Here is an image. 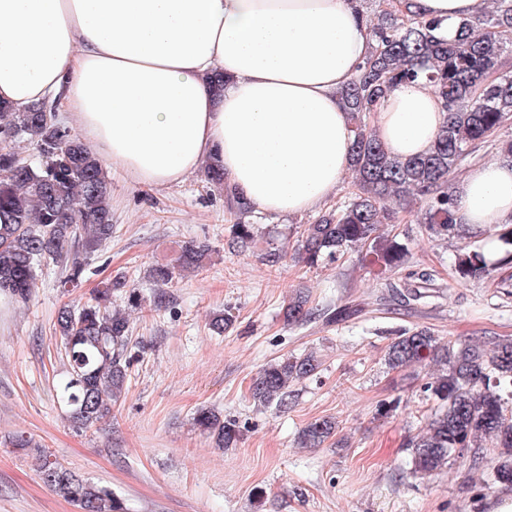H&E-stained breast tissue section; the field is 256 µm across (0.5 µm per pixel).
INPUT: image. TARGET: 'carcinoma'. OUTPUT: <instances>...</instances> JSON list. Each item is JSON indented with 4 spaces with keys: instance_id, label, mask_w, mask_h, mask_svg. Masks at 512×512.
<instances>
[{
    "instance_id": "obj_1",
    "label": "carcinoma",
    "mask_w": 512,
    "mask_h": 512,
    "mask_svg": "<svg viewBox=\"0 0 512 512\" xmlns=\"http://www.w3.org/2000/svg\"><path fill=\"white\" fill-rule=\"evenodd\" d=\"M439 27L434 20L395 16L369 26L375 47L359 76L341 92L353 125L355 190L307 225L295 253L298 263L314 268L361 248L369 264L382 270L405 265L408 247L384 231L395 219L392 203L420 201L419 221L434 237L459 233L451 175L472 158L477 145L512 118V71L503 62L512 47V0H496L490 15L460 20L451 38L441 36ZM418 79L438 92L448 120L428 153L402 158L372 133L367 114L394 83ZM3 129L12 131L14 140L33 142L39 157L28 162L0 147V291L25 302L37 268L48 261L68 267L63 286H78L86 263L68 256V251L92 252L112 237V189L100 159L46 110V104L22 112L0 104ZM232 235L245 246L253 241V225L239 222ZM207 258L205 246L189 244L176 264L155 266L151 277L168 284L177 274L204 266ZM507 265H512V249L490 263L478 246L458 255L455 271L462 279H476L491 266ZM433 281V271L412 269L386 288L402 305L411 306L426 297ZM121 287L118 280L107 282L81 307L65 305L57 312L68 361L60 398L79 427L106 420L124 390L131 364L129 318L112 308V289ZM307 304L301 294L288 302V324L306 319ZM428 361L439 367L425 386L437 409L412 442L414 471H441L455 459L457 449L466 448L475 463L493 454L488 483L512 486V339L442 344L421 328L402 333L386 353L392 369ZM319 367L311 354L286 357L251 379L250 395L263 406H284L290 385L315 376ZM196 425L217 448H231L240 437L236 420L207 410L197 414ZM335 434L333 419L318 418L299 432L297 445L319 448ZM39 473L43 483L78 512H125L110 489L81 479L48 454L42 455Z\"/></svg>"
}]
</instances>
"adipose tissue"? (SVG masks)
Masks as SVG:
<instances>
[{
    "instance_id": "obj_1",
    "label": "adipose tissue",
    "mask_w": 512,
    "mask_h": 512,
    "mask_svg": "<svg viewBox=\"0 0 512 512\" xmlns=\"http://www.w3.org/2000/svg\"><path fill=\"white\" fill-rule=\"evenodd\" d=\"M487 0H393L454 34ZM361 0H0V102L56 105L87 147L146 187L220 168L246 207L300 215L348 170L340 97L373 42ZM224 75L222 95L210 77ZM447 114L424 80L394 84L370 121L389 152H428ZM472 231L512 223V162L472 167L456 190Z\"/></svg>"
}]
</instances>
